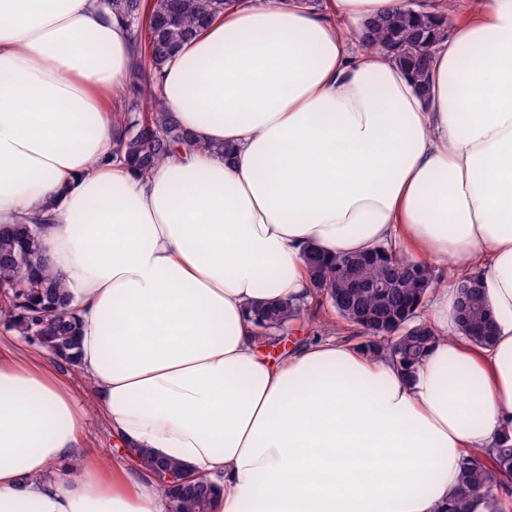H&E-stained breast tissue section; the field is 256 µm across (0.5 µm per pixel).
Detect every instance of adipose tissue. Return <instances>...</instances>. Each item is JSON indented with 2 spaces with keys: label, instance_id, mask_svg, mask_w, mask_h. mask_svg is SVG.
<instances>
[{
  "label": "adipose tissue",
  "instance_id": "1",
  "mask_svg": "<svg viewBox=\"0 0 512 512\" xmlns=\"http://www.w3.org/2000/svg\"><path fill=\"white\" fill-rule=\"evenodd\" d=\"M240 0L163 68L190 150L113 159L132 39L104 0H0V228L43 213L89 408L214 485L212 512H445L459 460L512 435V0H477L427 93L352 35L408 0ZM395 242L480 270L494 338L439 335L405 377L329 336L272 360L250 310L300 301L304 254ZM85 408L31 349L0 358V512H166L145 467L78 454ZM71 462L76 475L60 472Z\"/></svg>",
  "mask_w": 512,
  "mask_h": 512
}]
</instances>
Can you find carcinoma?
<instances>
[{"instance_id":"carcinoma-1","label":"carcinoma","mask_w":512,"mask_h":512,"mask_svg":"<svg viewBox=\"0 0 512 512\" xmlns=\"http://www.w3.org/2000/svg\"><path fill=\"white\" fill-rule=\"evenodd\" d=\"M239 0H105L112 16L132 34L136 52V78L125 95L118 114L113 155L141 174L150 173L178 146L188 145L187 135L165 109L160 96L162 68L180 45L192 38L200 25L224 13ZM441 16L429 11H406L377 16L364 24L362 45L376 49L403 65L427 91L436 44L447 36ZM42 225L34 220L0 230V319L31 343L69 365L77 364L79 327L73 299L63 277L54 272L43 255ZM358 260L355 273L366 281L392 275L391 267L405 263L418 268L419 278L402 275L399 286L385 295L370 291L355 293L340 278V267ZM310 273L308 299L251 310L257 325L274 334L288 329V322L301 317L312 302L324 304L341 320L352 337L373 355L392 359L410 377L435 340L434 329L421 319L419 309L431 288L439 285L430 268L398 255L387 243L365 254H348L332 260L318 252L306 254ZM462 337L474 345L492 340L490 306L483 289H475L465 319L458 323ZM147 468L157 463L176 474L181 466L149 452L137 451ZM458 496L446 512H505L503 491L512 484V438L499 440L492 454L473 451L460 462ZM168 500L169 512H210L213 485L199 478L186 491L158 482Z\"/></svg>"}]
</instances>
